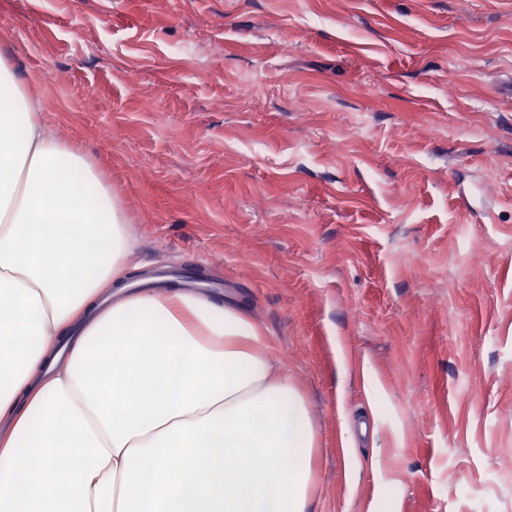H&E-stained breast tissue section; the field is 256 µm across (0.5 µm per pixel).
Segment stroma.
I'll list each match as a JSON object with an SVG mask.
<instances>
[{
	"mask_svg": "<svg viewBox=\"0 0 512 512\" xmlns=\"http://www.w3.org/2000/svg\"><path fill=\"white\" fill-rule=\"evenodd\" d=\"M0 50L135 274L268 336L310 512H512V0H0Z\"/></svg>",
	"mask_w": 512,
	"mask_h": 512,
	"instance_id": "stroma-1",
	"label": "stroma"
}]
</instances>
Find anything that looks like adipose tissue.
<instances>
[{"mask_svg": "<svg viewBox=\"0 0 512 512\" xmlns=\"http://www.w3.org/2000/svg\"><path fill=\"white\" fill-rule=\"evenodd\" d=\"M134 246L0 55V512H309L317 433L267 336L127 288Z\"/></svg>", "mask_w": 512, "mask_h": 512, "instance_id": "adipose-tissue-1", "label": "adipose tissue"}]
</instances>
